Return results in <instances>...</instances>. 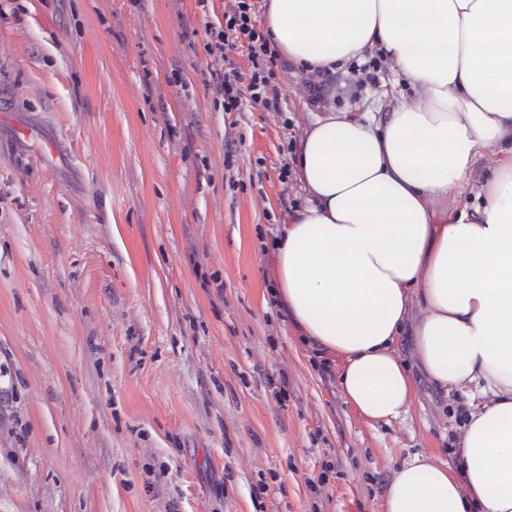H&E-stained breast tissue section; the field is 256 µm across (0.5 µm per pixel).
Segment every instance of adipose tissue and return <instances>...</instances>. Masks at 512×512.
Segmentation results:
<instances>
[{
	"mask_svg": "<svg viewBox=\"0 0 512 512\" xmlns=\"http://www.w3.org/2000/svg\"><path fill=\"white\" fill-rule=\"evenodd\" d=\"M264 24L313 71L380 49L411 89L377 114L315 116L306 201L274 248L288 315L343 357L359 414L408 413L405 333L429 383L471 399L453 465L395 467L384 512H512V0H266ZM491 146L480 204L436 209Z\"/></svg>",
	"mask_w": 512,
	"mask_h": 512,
	"instance_id": "ef3b65f1",
	"label": "adipose tissue"
}]
</instances>
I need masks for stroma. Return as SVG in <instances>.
I'll list each match as a JSON object with an SVG mask.
<instances>
[{
  "instance_id": "obj_1",
  "label": "stroma",
  "mask_w": 512,
  "mask_h": 512,
  "mask_svg": "<svg viewBox=\"0 0 512 512\" xmlns=\"http://www.w3.org/2000/svg\"><path fill=\"white\" fill-rule=\"evenodd\" d=\"M0 19V512H384L393 469L453 462L463 396L412 367L390 422L272 302L314 115L405 85L383 53L275 70L218 112L196 0H14ZM182 84H173L174 73ZM287 379L288 398L273 384ZM328 481L320 493L310 484Z\"/></svg>"
}]
</instances>
